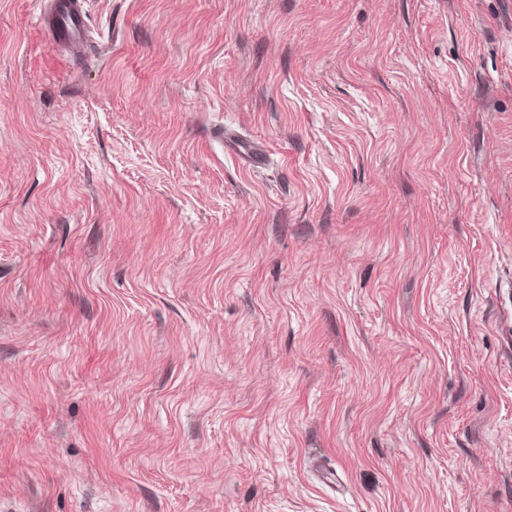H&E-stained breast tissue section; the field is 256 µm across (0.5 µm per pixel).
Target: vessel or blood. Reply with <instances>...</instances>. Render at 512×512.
I'll list each match as a JSON object with an SVG mask.
<instances>
[{"instance_id": "1", "label": "vessel or blood", "mask_w": 512, "mask_h": 512, "mask_svg": "<svg viewBox=\"0 0 512 512\" xmlns=\"http://www.w3.org/2000/svg\"><path fill=\"white\" fill-rule=\"evenodd\" d=\"M39 22L53 47L80 53L89 40V28L79 0H48Z\"/></svg>"}]
</instances>
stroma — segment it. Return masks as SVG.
Instances as JSON below:
<instances>
[{
    "label": "stroma",
    "instance_id": "1",
    "mask_svg": "<svg viewBox=\"0 0 512 512\" xmlns=\"http://www.w3.org/2000/svg\"><path fill=\"white\" fill-rule=\"evenodd\" d=\"M81 2L0 0V512H512V0ZM79 0H49L39 22L52 47L71 54L80 53L89 41V28Z\"/></svg>",
    "mask_w": 512,
    "mask_h": 512
}]
</instances>
